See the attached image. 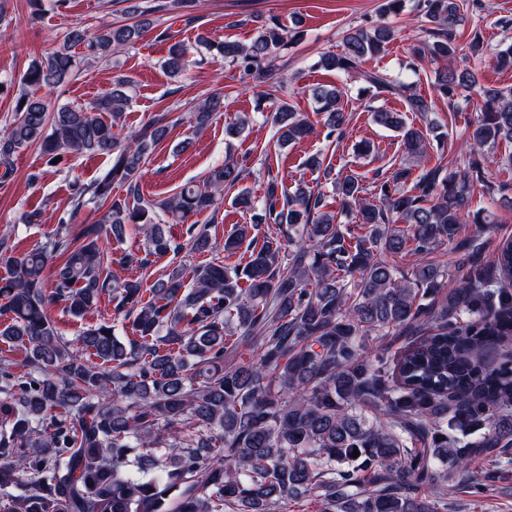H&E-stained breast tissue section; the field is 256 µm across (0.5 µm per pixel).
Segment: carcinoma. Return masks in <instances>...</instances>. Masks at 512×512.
Wrapping results in <instances>:
<instances>
[{"label":"carcinoma","mask_w":512,"mask_h":512,"mask_svg":"<svg viewBox=\"0 0 512 512\" xmlns=\"http://www.w3.org/2000/svg\"><path fill=\"white\" fill-rule=\"evenodd\" d=\"M468 7L467 0L415 4L425 25L411 53L446 63L433 87L458 112L477 86L473 71L454 65L455 30ZM144 26L70 30L21 76L24 90L0 132V181L31 145L60 164L83 154L110 157L73 196L76 212L107 207L100 222L73 228L61 221L19 257L12 231L0 233V264L10 270L0 278V343L22 346L29 367L0 366V512H296L308 498L319 512H450L459 484L484 490L492 475L473 471L472 461L512 463V366L482 361L486 349L512 340V240L489 256L476 236L457 241L464 222L485 229L486 217L471 210L475 185L485 183L482 161L448 174L438 164L414 179L412 167L401 166L368 184L338 171L333 190L342 207L356 209V228L336 221L321 194L289 188L269 167L260 197L244 188L235 197L242 208L264 211L271 227L262 244L252 236L255 224H236L224 238L228 254L252 246L246 263L199 264L188 284L178 265L152 283L146 301L141 280H112L103 238L119 240L137 227L144 256L126 254L122 262L141 270L152 256L210 252L206 228L192 224L176 242L165 234V216H217L224 189L237 186L242 171L227 159L202 185L148 200L141 182L168 134L167 114L122 137L127 80L85 106L54 109L28 91L69 79L71 47L104 58L134 45ZM394 36L385 22L352 26L341 49L322 53L314 67L364 81L432 131V102L397 75L362 68ZM302 38L272 18L247 43L212 47L260 79L281 49ZM187 64V49L173 45L167 72L178 76ZM343 92L310 89L328 138L347 123ZM480 96L483 106L467 121L470 150L512 167V154L497 155L500 144H512V89L485 88ZM258 100L279 146L313 132L309 117L273 90ZM223 107L224 95L212 93L189 110V121L202 129ZM372 117L399 133L416 165L426 160L430 139L402 113L378 107ZM452 242L454 266L430 259ZM409 254L420 262L404 272L395 260ZM461 268L467 277H456ZM105 295L133 318V337L119 338L103 321L81 331V352L70 350L48 307L61 303L82 318ZM418 334L422 340L391 359L367 353Z\"/></svg>","instance_id":"1"}]
</instances>
